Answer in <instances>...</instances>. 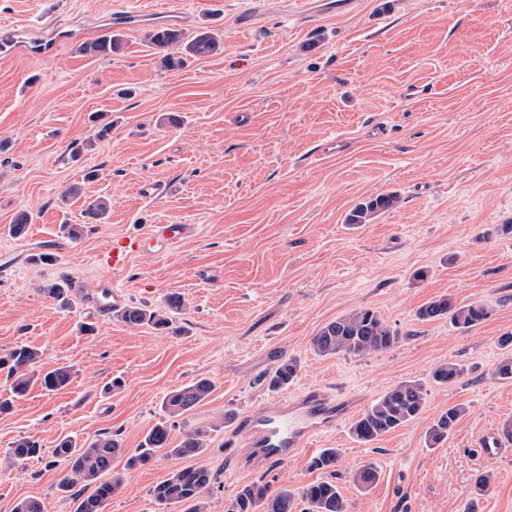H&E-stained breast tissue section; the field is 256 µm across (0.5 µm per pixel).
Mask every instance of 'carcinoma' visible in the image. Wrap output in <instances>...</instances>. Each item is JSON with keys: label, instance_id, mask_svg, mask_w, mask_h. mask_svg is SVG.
Returning <instances> with one entry per match:
<instances>
[{"label": "carcinoma", "instance_id": "obj_1", "mask_svg": "<svg viewBox=\"0 0 512 512\" xmlns=\"http://www.w3.org/2000/svg\"><path fill=\"white\" fill-rule=\"evenodd\" d=\"M145 38L155 51L160 64L174 69L184 64V58L207 57L221 49V41L209 29L188 34L168 26L149 29ZM123 48L119 33L109 38L85 43L80 51L91 56H109ZM397 201L391 194L369 198L358 204L349 214L350 224H367L377 212L390 208ZM167 310L146 306L124 307L118 317L130 326H149L163 330L172 324V315L178 313L184 301L179 295L166 299ZM489 315L480 303L457 306L447 297L428 302L417 311L422 321L447 318L461 331H468L479 325ZM399 342L384 318L374 309L359 308L321 327L312 336L310 348L320 357L337 355L367 356L393 348ZM502 357L496 365V375L503 380H512V334L499 339ZM40 357L38 350L22 345L0 357V370L7 372L12 380V396L0 399V413L12 406V398H21L34 384L47 391L65 388L71 382L72 374L67 367H59L43 375L34 370ZM299 372L294 359L282 360L268 375V387L279 390L288 387ZM463 368L454 362L438 365L432 372V379L439 384H449L458 379ZM213 384L208 378H199L168 393L162 409L167 417H177L203 402L212 392ZM425 407V388L418 381H403L386 390L355 420L350 433L357 441L371 443L382 436L419 418ZM466 414V407L458 404L439 413L429 426L426 437L435 445L453 431ZM209 448L208 431L197 428L187 433L181 441L170 442L166 423L153 425L137 448V453L127 459V466L145 465L161 456L168 459L197 457ZM41 451L36 441L22 438L14 443L12 454L18 458L38 455ZM124 452L122 444L110 435L100 436L90 443L78 444L70 437H64L52 452V463L63 465L58 489L72 493L77 507L75 512H105L107 502L119 492L123 485L120 472L114 470V461ZM340 452L327 448L309 461L312 470L331 471L339 461ZM111 475L106 480L104 476ZM377 467L367 462L352 474L354 484L361 490L371 489L379 480ZM214 484V476L205 467H183L173 470L169 477L153 490V498L159 506L183 504L186 512H208L207 496ZM305 508L296 510L297 502ZM226 512H347L344 500L336 483L328 479L310 482L298 489L282 485L273 490L267 484L251 482L241 486Z\"/></svg>", "mask_w": 512, "mask_h": 512}]
</instances>
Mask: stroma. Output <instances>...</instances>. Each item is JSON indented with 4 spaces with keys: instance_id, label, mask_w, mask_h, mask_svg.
<instances>
[{
    "instance_id": "1",
    "label": "stroma",
    "mask_w": 512,
    "mask_h": 512,
    "mask_svg": "<svg viewBox=\"0 0 512 512\" xmlns=\"http://www.w3.org/2000/svg\"><path fill=\"white\" fill-rule=\"evenodd\" d=\"M0 0V29L51 16L72 37L48 55L0 59V356L40 350L41 372L68 366L70 384L32 386L0 413V512L39 499L48 512H75L50 463L59 439L106 432L127 455L167 421L170 439L205 426L204 455L160 457L127 468L106 512H183L159 507L152 489L176 466L216 477L210 512H225L242 484L300 488L321 479L310 453L252 464L226 412L254 413L306 387L355 401L363 412L392 385L426 386L420 417L370 444L351 419L314 441L336 448L334 479L348 512H512V442L481 457L482 437L512 417V381L494 373L499 336L512 333V0ZM172 13L184 31L208 27L215 55L161 68L143 34L125 29L112 56L79 52L85 34L113 14ZM77 184L78 197L62 199ZM161 194H153V187ZM393 193L397 204L361 226L346 216L359 202ZM110 202L92 219L88 201ZM31 218L24 237L11 225ZM64 224L83 225L77 239ZM152 224H194L170 254L135 255L110 275L95 256L118 235ZM111 277L128 304L187 307L168 330L101 318L87 298ZM80 282L60 307L46 291ZM448 297L485 304L482 324L463 332L449 319L422 321L424 304ZM358 308L380 313L398 344L365 357H320L310 339ZM301 371L271 391L263 376L281 360ZM461 364L451 384L433 369ZM212 393L166 419L165 395L194 379ZM467 409L447 439L426 431L449 406ZM42 457L15 458L21 438ZM375 461L378 483L359 490L352 472ZM491 483L474 497L478 475Z\"/></svg>"
}]
</instances>
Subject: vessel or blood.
Returning a JSON list of instances; mask_svg holds the SVG:
<instances>
[{"instance_id":"vessel-or-blood-1","label":"vessel or blood","mask_w":512,"mask_h":512,"mask_svg":"<svg viewBox=\"0 0 512 512\" xmlns=\"http://www.w3.org/2000/svg\"><path fill=\"white\" fill-rule=\"evenodd\" d=\"M49 20H40L37 26L23 25L0 34V58L25 55H47L52 48L45 42L29 39L32 29H45ZM196 233L192 224H154L139 236H116L104 247L98 257L102 268L121 271L127 268L132 256L148 252L167 255L174 244L191 238ZM92 303L96 313L107 316L120 307L124 299L113 290L111 280H102ZM342 401L333 399L320 388L304 389L292 403L267 407L261 414L242 416L237 430L253 448L256 458L285 460L307 449L321 431L342 415Z\"/></svg>"}]
</instances>
